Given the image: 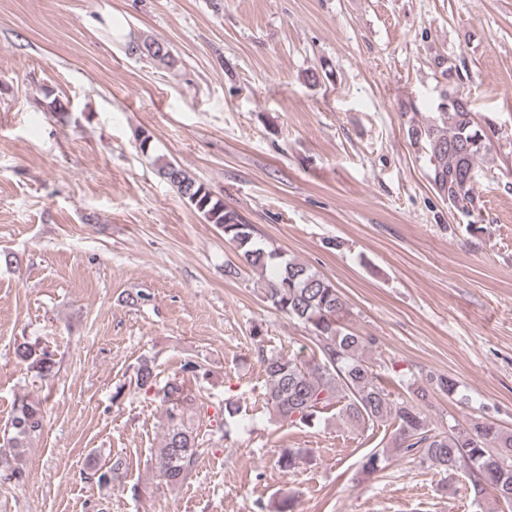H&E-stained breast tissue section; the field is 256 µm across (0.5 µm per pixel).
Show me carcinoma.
<instances>
[{"instance_id": "carcinoma-1", "label": "carcinoma", "mask_w": 512, "mask_h": 512, "mask_svg": "<svg viewBox=\"0 0 512 512\" xmlns=\"http://www.w3.org/2000/svg\"><path fill=\"white\" fill-rule=\"evenodd\" d=\"M161 45L160 41H145L132 50L172 60L170 51L159 53ZM405 131L410 144L425 155L430 183L448 208L466 216L481 211L471 169L490 153L494 130L479 124L468 101L461 97L423 121L412 118ZM157 172L233 245L237 262L226 265L224 272L235 278L259 274L263 300L309 331L317 353L305 362L258 348L267 379L266 405L280 422L309 427L325 414L355 427L391 422L398 452L415 456L440 472L463 475L468 480L466 490L481 512H501L500 505H512L511 430L490 421H474L467 427L450 424L438 432L420 408V403L427 402V390L414 382L410 384L412 401L392 400L365 357L370 340L350 329L347 302L333 281L278 248L259 245L254 225L178 163L164 160ZM271 269L275 273L269 277ZM15 357L37 370L42 379L55 374L52 354L34 344H17ZM202 370L199 362L186 360L181 365L182 376L160 381L153 362L145 359L136 374V387L154 391L164 413L163 438L154 450V461L159 479L170 487L187 483L204 453L189 421L196 397L186 379L199 376ZM45 414L40 401L25 396L16 400L10 422L0 435V480L24 481L20 459L41 433ZM386 461L383 452L369 453L360 461L359 472L370 476L382 470ZM124 473L120 458L109 466H88V478L101 488L121 485Z\"/></svg>"}]
</instances>
